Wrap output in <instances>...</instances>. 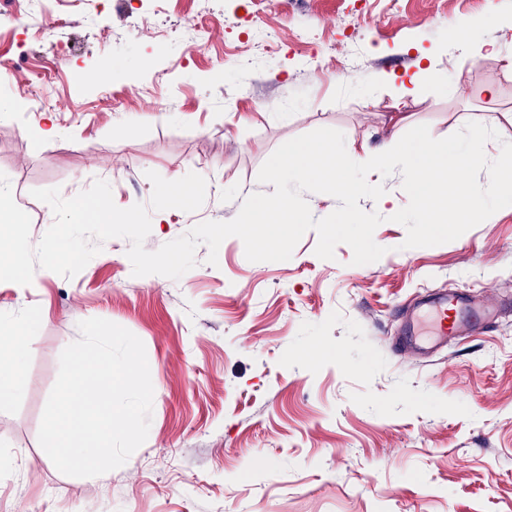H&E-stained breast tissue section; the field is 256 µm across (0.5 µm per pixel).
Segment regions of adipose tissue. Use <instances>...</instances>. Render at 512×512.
<instances>
[{"label": "adipose tissue", "instance_id": "1", "mask_svg": "<svg viewBox=\"0 0 512 512\" xmlns=\"http://www.w3.org/2000/svg\"><path fill=\"white\" fill-rule=\"evenodd\" d=\"M434 62L418 65L415 72L373 77L374 85L392 90L396 99L416 97L421 85L438 78ZM406 122L404 113H397L391 140L379 150L358 151L354 143L330 140L323 143L291 144L274 159L276 169L288 180L319 191H333L344 205L337 213L341 224L352 223L354 212L350 205L352 193L361 182L349 178L356 166L367 171L399 167L406 171L414 187L420 190L417 211L422 224H475L491 219L492 212L484 206L491 199L496 206L512 209V145H496L498 172L482 188H474L459 173L464 161L478 162L484 152L482 143L468 147L453 146L431 140L408 141L400 131ZM444 192H436L437 184ZM27 326L19 321L0 330V402L17 396L24 383L21 357L27 347Z\"/></svg>", "mask_w": 512, "mask_h": 512}]
</instances>
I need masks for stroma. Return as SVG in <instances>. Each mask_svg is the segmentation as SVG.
Here are the masks:
<instances>
[{
  "instance_id": "stroma-1",
  "label": "stroma",
  "mask_w": 512,
  "mask_h": 512,
  "mask_svg": "<svg viewBox=\"0 0 512 512\" xmlns=\"http://www.w3.org/2000/svg\"><path fill=\"white\" fill-rule=\"evenodd\" d=\"M14 2L25 24L0 25V70L61 65L37 88L39 109L17 78L0 97V172L34 245L54 222L31 195L39 188L70 198L99 178L128 208L149 202L147 171L203 176V205L152 225L153 251L273 192L261 166L319 128L378 149L400 111L412 116L409 140L489 139L466 173L477 187L495 175V142H512L502 117L512 71L501 62L512 0H404L396 16L390 0H265L275 53L247 40L252 0ZM54 11L69 21L31 39ZM200 12L220 29L205 46ZM467 19L500 53L463 63L457 96L448 79L462 61L448 29ZM425 55L444 78L416 98L399 103L372 85ZM50 122L58 136L38 138ZM406 235L381 223L373 238L386 252L365 265L345 244L318 258L313 230L282 262L248 261L229 237L217 265L198 246L176 280L133 276L129 241L113 238L73 278L39 268L30 285L0 282V324L22 318L29 332L23 390L0 404V512H512V311L427 359L390 343L401 305L427 290L512 296V211L445 244L407 249ZM89 318L143 342L154 395L145 443L122 467L78 478L55 468L38 431L60 354ZM310 346L318 362L304 358Z\"/></svg>"
}]
</instances>
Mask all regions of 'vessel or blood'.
Returning <instances> with one entry per match:
<instances>
[{"label": "vessel or blood", "mask_w": 512, "mask_h": 512, "mask_svg": "<svg viewBox=\"0 0 512 512\" xmlns=\"http://www.w3.org/2000/svg\"><path fill=\"white\" fill-rule=\"evenodd\" d=\"M406 326L395 342L399 351L421 354L467 336L476 321L494 322L497 309L462 288H448L423 297L405 310Z\"/></svg>", "instance_id": "1"}]
</instances>
